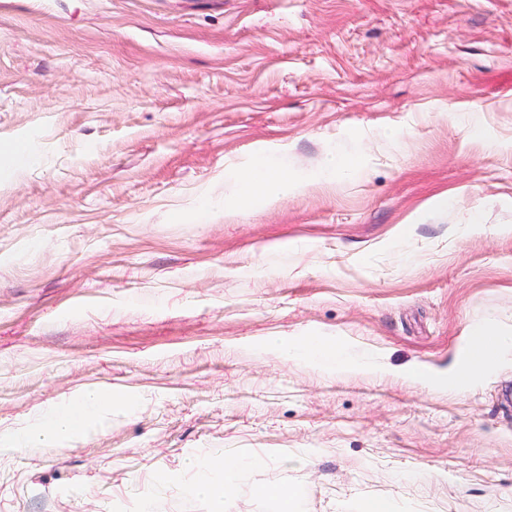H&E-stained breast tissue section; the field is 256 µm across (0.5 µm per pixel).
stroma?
<instances>
[{
    "label": "stroma",
    "instance_id": "obj_1",
    "mask_svg": "<svg viewBox=\"0 0 512 512\" xmlns=\"http://www.w3.org/2000/svg\"><path fill=\"white\" fill-rule=\"evenodd\" d=\"M21 141L0 512H209L219 452L227 512H512V353L448 387L470 324L512 335V0H0V165ZM261 152L294 189L225 208ZM311 337L376 367L280 356ZM87 390L101 422L12 447ZM37 163L33 148L24 142L17 143L8 150V167L5 177L12 178L30 171ZM215 463L224 468V479L222 483H204L194 485L192 492L195 495L207 498L212 504L213 512L225 511L224 505L228 495L227 480L232 478L240 469L241 463L238 460H232L224 456V454H217L214 457ZM266 496L274 498L280 512H302L303 506L296 492L287 485H280L264 491Z\"/></svg>",
    "mask_w": 512,
    "mask_h": 512
}]
</instances>
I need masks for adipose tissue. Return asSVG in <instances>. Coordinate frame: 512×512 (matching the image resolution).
Masks as SVG:
<instances>
[{"instance_id": "ef3b65f1", "label": "adipose tissue", "mask_w": 512, "mask_h": 512, "mask_svg": "<svg viewBox=\"0 0 512 512\" xmlns=\"http://www.w3.org/2000/svg\"><path fill=\"white\" fill-rule=\"evenodd\" d=\"M287 169L286 158L269 157L258 159L253 166L238 171L235 180L241 193L235 198V205L241 206L253 199L269 196L274 187L288 190ZM469 336L462 359L452 373L459 387L467 385L472 375L512 345V337L503 334L490 319L472 326ZM280 352L290 361L308 360L342 370L364 371L372 366V357L367 350L338 341L287 342L281 344ZM109 401V396L97 392L83 393L69 403L47 411L38 431L14 430L10 441L16 448L49 447L66 441L82 434L91 422L98 419L103 405Z\"/></svg>"}]
</instances>
